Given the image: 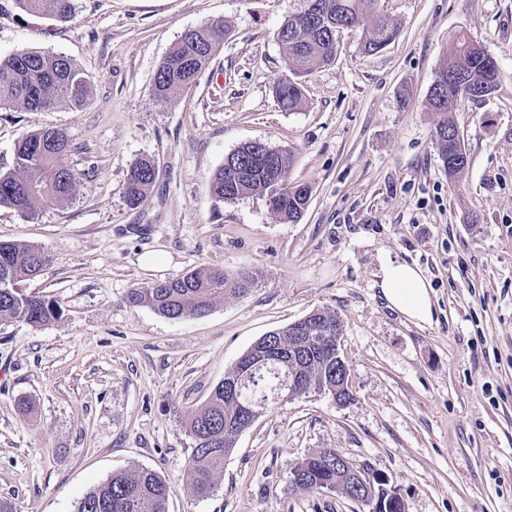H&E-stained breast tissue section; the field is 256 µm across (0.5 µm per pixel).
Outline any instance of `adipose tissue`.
Listing matches in <instances>:
<instances>
[{"mask_svg":"<svg viewBox=\"0 0 512 512\" xmlns=\"http://www.w3.org/2000/svg\"><path fill=\"white\" fill-rule=\"evenodd\" d=\"M379 287L389 305L418 322H429L433 317L429 287L416 267L383 260L378 274Z\"/></svg>","mask_w":512,"mask_h":512,"instance_id":"obj_1","label":"adipose tissue"}]
</instances>
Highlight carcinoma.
<instances>
[{
	"label": "carcinoma",
	"instance_id": "1",
	"mask_svg": "<svg viewBox=\"0 0 512 512\" xmlns=\"http://www.w3.org/2000/svg\"><path fill=\"white\" fill-rule=\"evenodd\" d=\"M310 0H299V8L279 27L277 40L286 58L289 75L279 79L275 94L280 105L294 110L302 102L299 79L313 74L331 62L336 43L327 29L320 28L324 17L335 23L362 28L361 49L375 53L398 35L399 28L383 13L378 0H316V16L308 19L304 10ZM16 8L32 17H50L58 21L72 18L74 0H14ZM224 26L200 25L185 31L172 50L160 62L154 78V93L166 99L176 89H188L197 83L218 48L224 44ZM437 92L429 96L437 116L435 145L447 164L448 179L458 177L469 163L459 159L464 149L452 113L464 96L456 81L472 79L498 87L499 72L495 60L468 35L453 41L446 64L436 75ZM90 80L62 54L20 50L0 60V109L21 107L27 110L51 109L66 105L81 108L89 93ZM71 151L68 134L58 128L32 132L20 140L14 150V166L0 172V206H10L34 216L44 207H63L80 191V176L66 162ZM294 155L288 149L265 145L260 154L251 145H241L224 159L213 176L209 191L219 201L250 195L266 198L269 209L283 222L295 223L310 199L305 183L288 179ZM157 178L155 163L140 159L129 169L126 196L136 207ZM49 263L48 252L39 246L0 242V319L43 325L61 315L55 300L27 294L21 283L34 279ZM256 283L253 272L229 275L222 270L200 268L176 277L157 281L146 288H133L127 302L147 306L157 313L180 319L203 316L227 296L247 293ZM341 320L335 314L319 315L301 322V336L321 335V326L336 334ZM294 332L283 327L274 336L256 342L227 376L237 393L218 383L207 402L188 421L193 451L188 462L193 491L207 497L214 491V478L224 469V459L235 447L236 438L249 426L250 408L266 413L285 400L279 395L301 360L288 351V337ZM330 356L315 351L308 365L307 381L316 390L336 385ZM336 449L321 448L302 459L297 466V489L322 490L336 484ZM169 484L149 469H134L112 475L90 491L77 512H168Z\"/></svg>",
	"mask_w": 512,
	"mask_h": 512
}]
</instances>
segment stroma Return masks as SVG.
<instances>
[{"label":"stroma","instance_id":"35a3bbf8","mask_svg":"<svg viewBox=\"0 0 512 512\" xmlns=\"http://www.w3.org/2000/svg\"><path fill=\"white\" fill-rule=\"evenodd\" d=\"M380 5L398 38L367 55L361 29L338 32L288 111L276 31L298 0H75L66 22L0 0L1 57L63 54L90 79L80 109H0V171L27 134L63 128L82 177L65 208L0 207L1 242L50 255L23 290L62 308L41 326L0 321V501L77 512L113 473L146 468L169 483L168 512H364L290 482L308 453L336 448L384 474L406 512H512V0ZM202 24L227 26L223 46L196 85L158 100L160 61ZM461 33L500 82L455 114L470 164L452 181L428 94ZM252 141L293 152L290 178L311 190L298 223L258 195L211 196L225 157ZM144 157L158 177L133 209L127 173ZM385 258L422 270L431 322L384 299ZM199 267L259 281L202 317L125 300ZM316 309L342 321L352 400L310 393L261 416L197 497L187 415L258 339Z\"/></svg>","mask_w":512,"mask_h":512}]
</instances>
